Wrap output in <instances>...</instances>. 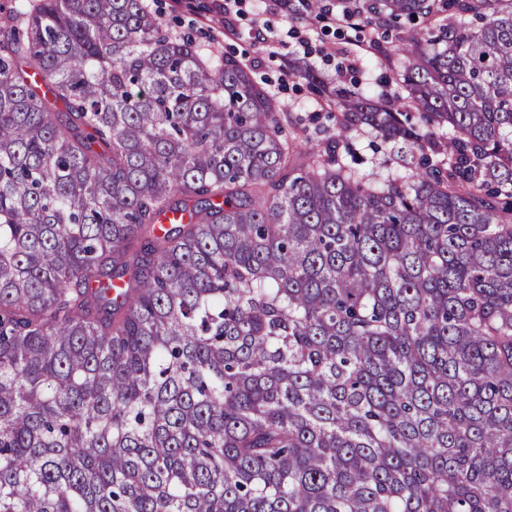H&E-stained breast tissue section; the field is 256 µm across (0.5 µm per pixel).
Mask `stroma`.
<instances>
[{
	"label": "stroma",
	"mask_w": 512,
	"mask_h": 512,
	"mask_svg": "<svg viewBox=\"0 0 512 512\" xmlns=\"http://www.w3.org/2000/svg\"><path fill=\"white\" fill-rule=\"evenodd\" d=\"M211 3L212 0H154L152 8L159 11L168 28L180 32L202 20ZM258 23L285 35L286 45L269 46L256 41L253 28ZM234 24L236 33L231 37L201 31V46L221 53L236 52L251 65L257 77L284 104L283 123L288 132L299 137L303 148L320 146L334 131L338 114L321 107L317 88L289 75L288 62L307 59L314 63L318 72L335 78L339 85H354L370 94L393 95L399 91L391 80L393 72L400 67L397 58L381 62L368 52L358 65H351L354 45L367 38V30L340 26L326 19L292 20L286 13L275 10L271 0H250L244 12L235 17ZM347 141L353 162L365 173L387 176L408 170L409 157L383 142L380 134L370 127L352 129Z\"/></svg>",
	"instance_id": "1"
}]
</instances>
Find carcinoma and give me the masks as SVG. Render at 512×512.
<instances>
[{
    "instance_id": "cac0c4a2",
    "label": "carcinoma",
    "mask_w": 512,
    "mask_h": 512,
    "mask_svg": "<svg viewBox=\"0 0 512 512\" xmlns=\"http://www.w3.org/2000/svg\"><path fill=\"white\" fill-rule=\"evenodd\" d=\"M348 6L405 94L305 151L145 0H0V512H512V0ZM346 136L352 160L363 172L380 176L408 172L410 157L398 152L397 147L383 142L380 134L370 127L353 128Z\"/></svg>"
}]
</instances>
